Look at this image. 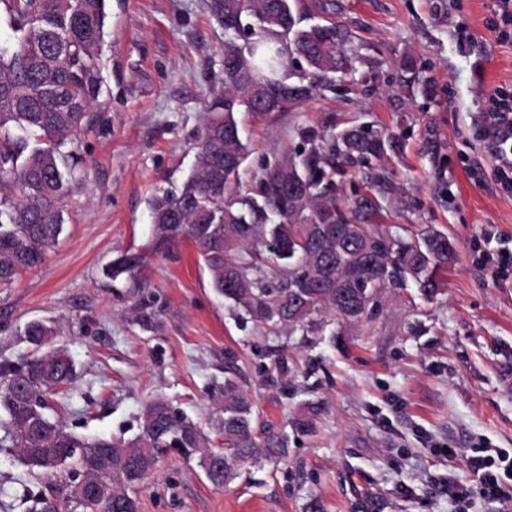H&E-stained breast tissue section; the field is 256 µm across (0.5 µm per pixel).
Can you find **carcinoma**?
I'll return each instance as SVG.
<instances>
[{"mask_svg": "<svg viewBox=\"0 0 512 512\" xmlns=\"http://www.w3.org/2000/svg\"><path fill=\"white\" fill-rule=\"evenodd\" d=\"M208 7L224 28L223 54L235 53L238 68L223 67L181 189L148 202L154 251L191 240L217 296L290 334L317 330L326 313L345 324L368 323L391 288L411 284L427 300L439 295L446 286L442 275L456 258L447 235L429 229L405 237L358 224L336 197V173L381 158L386 130L351 127L336 135L299 127L304 146L266 169L254 192H240L247 146L234 114L286 112L327 88L330 74L346 75L352 67L334 0H209ZM0 9L15 33L13 44L0 45L2 286L37 266L63 232L64 200L79 164L65 147L90 125L98 103L107 13L106 0H0ZM301 46L308 55L300 80L292 58ZM248 73L266 79L272 104L258 102ZM288 170L300 195L285 207L280 178ZM339 226L352 235L329 234ZM268 241L277 244L268 271L253 257H236ZM141 262L139 255L124 256L105 275L132 277ZM54 334L49 323H29L31 354L0 366V410L10 428L0 444L19 449L21 461L39 469L46 489L39 512H139L137 488L165 448L198 459L214 486L234 480L248 464L287 453L286 435H256L259 414L235 366L224 371L220 448L210 447L199 425L162 398L146 405L140 433L127 442L69 431L47 412L48 398L74 377L69 356L49 348ZM105 454L111 463L101 469ZM88 477L97 478L99 495H83Z\"/></svg>", "mask_w": 512, "mask_h": 512, "instance_id": "cac0c4a2", "label": "carcinoma"}]
</instances>
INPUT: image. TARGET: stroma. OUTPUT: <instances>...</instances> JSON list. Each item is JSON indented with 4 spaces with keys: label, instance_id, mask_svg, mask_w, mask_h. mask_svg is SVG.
<instances>
[{
    "label": "stroma",
    "instance_id": "35a3bbf8",
    "mask_svg": "<svg viewBox=\"0 0 512 512\" xmlns=\"http://www.w3.org/2000/svg\"><path fill=\"white\" fill-rule=\"evenodd\" d=\"M499 4L336 0L357 51L350 74L288 111L238 114L247 188L299 148L298 127H386L384 156L337 177L341 204L368 196L360 223L402 236L431 228L457 246L434 300L391 293L370 323L304 336L218 298L191 241L154 253L148 201L194 164L224 31L207 0H107L101 93L76 148L81 179L43 263L0 286V364L30 353V321H49L75 368L51 408L70 431L133 438L161 397L216 445L234 364L263 428L288 432L287 456L223 487L163 451L137 490L141 512H304L313 495L323 512H457L450 483L470 488L469 512H496L468 457L477 446L512 452V280L481 260L490 243H512V195L497 185L482 126L493 99L512 101V38L493 30ZM125 254L146 262L134 278H106ZM310 413L314 432L288 429ZM41 489L17 450L0 448V512H34Z\"/></svg>",
    "mask_w": 512,
    "mask_h": 512
}]
</instances>
